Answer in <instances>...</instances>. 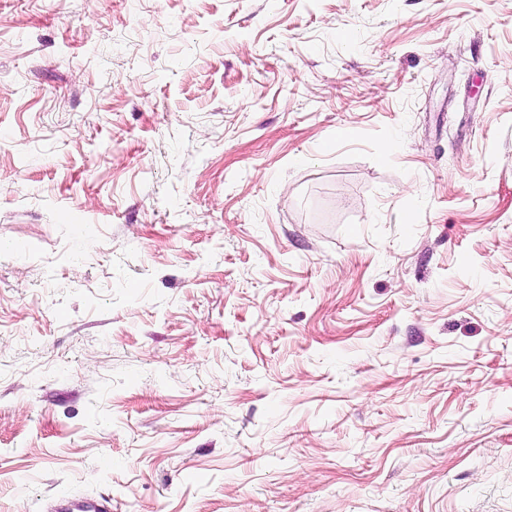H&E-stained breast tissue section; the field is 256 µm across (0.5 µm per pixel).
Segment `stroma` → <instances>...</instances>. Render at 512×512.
I'll return each instance as SVG.
<instances>
[{
  "label": "stroma",
  "mask_w": 512,
  "mask_h": 512,
  "mask_svg": "<svg viewBox=\"0 0 512 512\" xmlns=\"http://www.w3.org/2000/svg\"><path fill=\"white\" fill-rule=\"evenodd\" d=\"M64 491L512 512V0H0V512Z\"/></svg>",
  "instance_id": "1"
}]
</instances>
